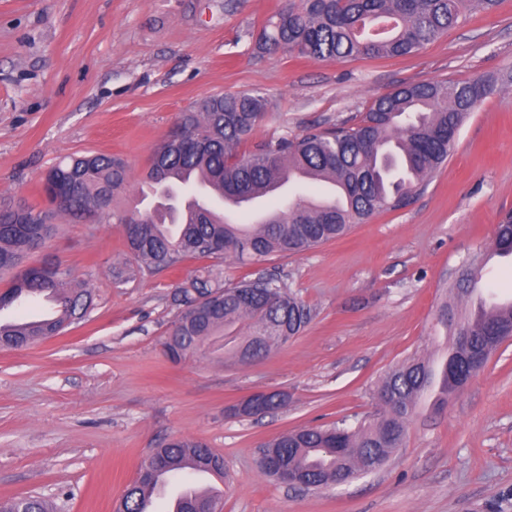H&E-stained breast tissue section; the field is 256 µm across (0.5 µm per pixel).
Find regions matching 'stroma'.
<instances>
[{
	"instance_id": "obj_1",
	"label": "stroma",
	"mask_w": 512,
	"mask_h": 512,
	"mask_svg": "<svg viewBox=\"0 0 512 512\" xmlns=\"http://www.w3.org/2000/svg\"><path fill=\"white\" fill-rule=\"evenodd\" d=\"M283 0H0V201L48 203L53 164L107 153L131 182L182 112L258 91L269 117L253 139L333 127L373 98L424 81H496L448 161L405 208L343 237L260 265L220 261L224 282L281 277L310 308L305 330L250 364L223 352L178 362L162 342L180 308L175 273L139 272L119 224L57 218L44 252L93 302L80 323L0 349V499L39 496L53 512H115L154 449L177 438L224 458L222 512H512V342L441 407L425 400L379 470L302 490L258 469V447L303 426L376 414V389L412 356L439 359L451 337L436 309L512 210V0L478 10L406 57L322 61L259 49ZM282 391L278 410L229 409ZM276 392L277 391L257 392V393H262V394L261 395H251L250 398L254 402L255 405H258L264 397L270 395L265 400L264 409H263L264 412H269V411L276 410V409L280 408L281 406L286 405L288 402L287 393H284V392L276 393ZM251 400L244 399L240 403L231 407L229 410L235 416L251 417L253 415L252 410H251Z\"/></svg>"
}]
</instances>
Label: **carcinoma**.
Wrapping results in <instances>:
<instances>
[{
	"label": "carcinoma",
	"instance_id": "carcinoma-1",
	"mask_svg": "<svg viewBox=\"0 0 512 512\" xmlns=\"http://www.w3.org/2000/svg\"><path fill=\"white\" fill-rule=\"evenodd\" d=\"M495 0H286L259 34V46L286 50L318 60L357 56H406L464 21ZM494 91L484 80L424 82L400 86L374 99L360 118L333 128L313 125L298 135L265 139L248 155H240L253 131L268 118L260 92L222 94L185 112L154 149L139 192L151 187L167 193V204L141 209L119 200L130 179L124 159L111 154L71 157L50 167L42 177L48 202L52 191L71 187L62 208L0 207V273L13 276L0 292V311L49 295L57 308L53 320L18 319L0 323V347L21 348L62 333L80 322L91 305V292L69 286L70 271L45 258L23 265L41 249L56 216L85 219L91 224L124 226L128 254L150 274L176 270L188 259L254 264L272 256L300 253L345 235L354 224L407 206L428 176L450 156L460 128L477 104ZM303 177L309 184H333L337 200L323 207L316 198L298 197L270 212L264 224H237L215 208H202L181 218L178 198L197 180L210 185L221 201L270 197L275 188ZM493 252L512 255V212L495 226ZM479 261H473L453 289L471 295ZM182 306L172 332L163 342L167 357L178 362L195 354L238 323L247 334L224 343V355L240 363L267 356L297 336L311 318L310 309L283 282L259 274L226 285L211 264L198 270L180 290ZM468 346L454 343L439 366L413 357L389 371L377 390L382 412L355 424L303 427L284 433L261 449L268 461L260 472L274 477L269 463L290 469L305 484L319 489L345 484L382 467L404 444L407 424L432 381H439L435 405L447 403L448 364L460 371L466 358L480 352L490 358L502 336H512V305L469 315ZM164 467L154 478L126 488L125 512H144L142 502L164 473L184 468L209 470L219 458L194 439L179 438L159 449ZM217 498L200 494L183 498L176 512H207ZM0 512H50L47 501L33 496L0 501Z\"/></svg>",
	"mask_w": 512,
	"mask_h": 512
}]
</instances>
